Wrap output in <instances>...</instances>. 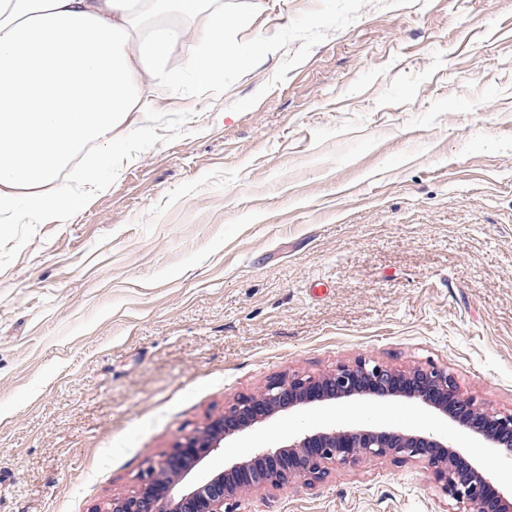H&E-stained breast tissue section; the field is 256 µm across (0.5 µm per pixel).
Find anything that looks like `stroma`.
<instances>
[{
  "mask_svg": "<svg viewBox=\"0 0 512 512\" xmlns=\"http://www.w3.org/2000/svg\"><path fill=\"white\" fill-rule=\"evenodd\" d=\"M220 84L158 91L63 222L0 223V512H104L292 375L447 368L512 412V0H217ZM226 440L220 465L350 409ZM237 512H456L367 457Z\"/></svg>",
  "mask_w": 512,
  "mask_h": 512,
  "instance_id": "1",
  "label": "stroma"
}]
</instances>
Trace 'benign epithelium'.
<instances>
[{
	"mask_svg": "<svg viewBox=\"0 0 512 512\" xmlns=\"http://www.w3.org/2000/svg\"><path fill=\"white\" fill-rule=\"evenodd\" d=\"M410 401L466 431L479 449L512 462V413L486 409L461 392L448 369L437 366L399 371L360 359L326 375L291 377L269 384L256 397L239 400L202 431L190 434L161 465L149 469L140 489L112 499L106 512H229L246 489L277 490L293 479L321 481L331 463L366 457L421 461L458 512H512V487L504 490L479 455L465 456L448 430H423L374 421L363 425L328 420L286 436L277 446H260L218 472H206L224 441L261 428L283 412L349 398Z\"/></svg>",
	"mask_w": 512,
	"mask_h": 512,
	"instance_id": "obj_1",
	"label": "benign epithelium"
}]
</instances>
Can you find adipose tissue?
<instances>
[{"mask_svg": "<svg viewBox=\"0 0 512 512\" xmlns=\"http://www.w3.org/2000/svg\"><path fill=\"white\" fill-rule=\"evenodd\" d=\"M211 0H0V213L14 223L83 208L44 193L72 157L86 178L119 154L157 89L216 84L237 60ZM182 47L179 69L170 53ZM29 206L17 208L18 198Z\"/></svg>", "mask_w": 512, "mask_h": 512, "instance_id": "ef3b65f1", "label": "adipose tissue"}]
</instances>
